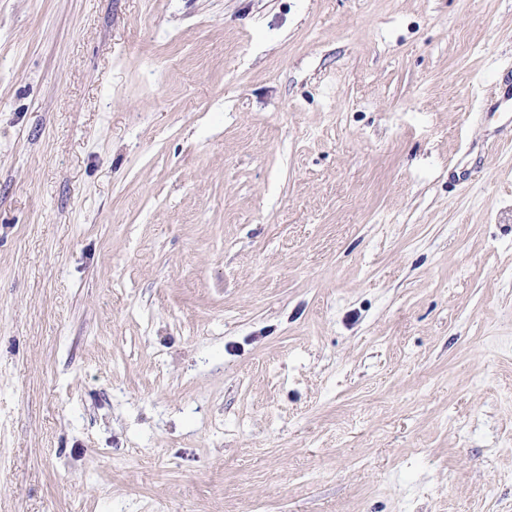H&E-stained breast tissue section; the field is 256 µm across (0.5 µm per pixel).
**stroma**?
Masks as SVG:
<instances>
[{"label": "stroma", "mask_w": 512, "mask_h": 512, "mask_svg": "<svg viewBox=\"0 0 512 512\" xmlns=\"http://www.w3.org/2000/svg\"><path fill=\"white\" fill-rule=\"evenodd\" d=\"M512 0H0V512H512Z\"/></svg>", "instance_id": "obj_1"}]
</instances>
